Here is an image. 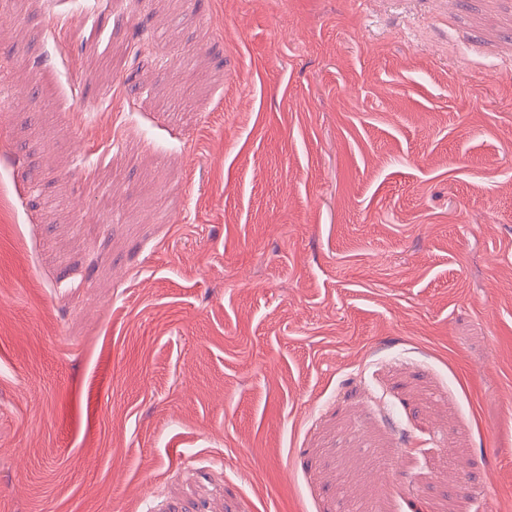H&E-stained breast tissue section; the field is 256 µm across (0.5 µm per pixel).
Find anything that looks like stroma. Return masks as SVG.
Instances as JSON below:
<instances>
[{
  "mask_svg": "<svg viewBox=\"0 0 512 512\" xmlns=\"http://www.w3.org/2000/svg\"><path fill=\"white\" fill-rule=\"evenodd\" d=\"M0 512H512V0H0Z\"/></svg>",
  "mask_w": 512,
  "mask_h": 512,
  "instance_id": "stroma-1",
  "label": "stroma"
}]
</instances>
